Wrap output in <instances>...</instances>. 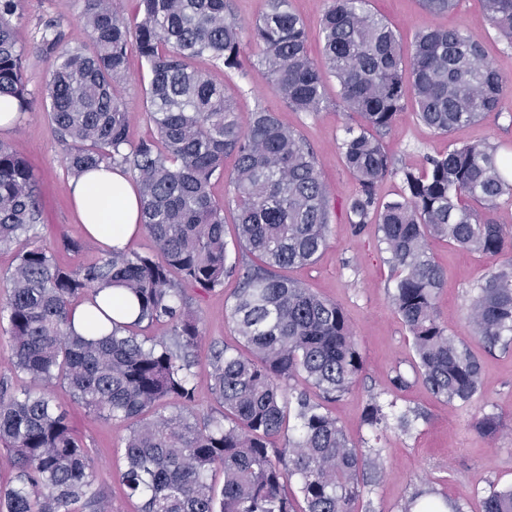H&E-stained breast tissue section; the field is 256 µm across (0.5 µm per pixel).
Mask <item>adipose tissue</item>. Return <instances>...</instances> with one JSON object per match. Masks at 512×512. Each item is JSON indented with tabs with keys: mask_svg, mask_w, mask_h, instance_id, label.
Returning <instances> with one entry per match:
<instances>
[{
	"mask_svg": "<svg viewBox=\"0 0 512 512\" xmlns=\"http://www.w3.org/2000/svg\"><path fill=\"white\" fill-rule=\"evenodd\" d=\"M74 205L85 233L102 247H123L137 232L134 186L119 167L106 164L73 181Z\"/></svg>",
	"mask_w": 512,
	"mask_h": 512,
	"instance_id": "obj_1",
	"label": "adipose tissue"
}]
</instances>
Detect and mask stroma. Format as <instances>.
<instances>
[{
  "label": "stroma",
  "mask_w": 512,
  "mask_h": 512,
  "mask_svg": "<svg viewBox=\"0 0 512 512\" xmlns=\"http://www.w3.org/2000/svg\"><path fill=\"white\" fill-rule=\"evenodd\" d=\"M233 8L243 27L242 69L228 77L223 68L205 59L196 60V67L226 85L236 99L241 124H248L253 111L262 107L275 112L289 129L301 133L321 164L329 190L328 245L312 265L289 272L290 277L345 311L365 361L353 389L330 403L329 409L355 443L373 437L362 423L363 409L371 397L386 403L392 418L409 409L421 413L410 433L392 428L385 432L380 441L384 471L369 478L357 510L400 512L404 502L427 485L435 489L437 499L458 502L463 512H482V500L491 488L512 485V348L489 350L473 342L465 306L475 285L497 269L498 263L443 239L430 241L434 260L446 273V285L437 298L439 317L450 335L471 344L482 364V386L475 401L468 406L448 404L430 393L416 371L411 338L392 303L393 272L376 225L357 230L347 221V204L357 183L343 162L340 146L354 118L337 107L336 84L327 87L323 111L307 114L288 108L274 90L267 71L259 65L260 48L251 37L255 21L265 10L264 0H233ZM370 8L392 24L406 46L426 25L471 31L482 38L487 59L511 81L498 112L448 135L423 126L412 106H405L383 138L387 153L396 161L422 170L427 158L446 154L450 145L486 140L498 145L501 156L512 160V45L489 28L481 0H460L455 10L436 15L425 10L422 0H370ZM83 12L84 0H25L24 14L16 23V38L31 49L36 24L52 19L60 24L70 43H84L87 33ZM128 69L129 77L120 93L129 109L132 137L139 141L153 133L144 94L149 73L135 52L129 56ZM0 138L27 160L40 179L46 220L43 232L57 244L58 263L77 269L97 257L99 245L85 238L77 220L73 178L66 172L62 147L42 101H35L32 112L0 133ZM67 239L79 241L80 249L64 247ZM237 287L238 281L232 276L225 279L222 288L195 294L190 302L204 331L193 356L197 405L203 411L216 405L210 389L213 354L236 341L229 308ZM398 376L403 377V386H394ZM52 394L67 409L75 436L102 465L100 481L110 512H136V501L123 496L119 489L124 464L113 453L126 433L124 423L90 414L74 400L66 384H56ZM486 415L497 422V431L491 436L476 428L477 421Z\"/></svg>",
  "instance_id": "35a3bbf8"
}]
</instances>
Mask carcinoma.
Here are the masks:
<instances>
[{
    "label": "carcinoma",
    "mask_w": 512,
    "mask_h": 512,
    "mask_svg": "<svg viewBox=\"0 0 512 512\" xmlns=\"http://www.w3.org/2000/svg\"><path fill=\"white\" fill-rule=\"evenodd\" d=\"M368 2L333 0L320 22L319 62L288 0H266L252 37L289 108L322 111L333 78L339 107L357 116L341 144L357 181L348 223L377 225L418 373L434 396L466 406L479 392L481 364L440 321L444 278L429 239L508 256L476 288L467 318L478 343L512 346V230L478 210L512 198L507 163L498 146L479 141L454 146L418 171L398 165L381 138L407 104L440 134L478 122L498 110L507 79L487 61L481 38L465 29L423 26L404 55ZM483 2L490 28L512 44V0ZM23 3L0 0V98L20 115L33 104L28 49L14 26ZM84 21L88 43L77 46L51 20L36 28L34 48L53 62L42 97L69 174L102 163L132 172L142 232L155 252L114 247L78 271L59 266L52 244L36 241L44 223L37 177L0 140V249H17L0 319L7 320L11 365L33 383L18 390L0 382V445L15 468L13 483L0 487V512L104 510L98 463L48 392L55 381L95 416L127 423L114 453L124 459L121 483L127 497L141 500L140 512H356L363 475L383 468L382 448L351 442L327 403L352 389L363 357L343 310L283 274L313 264L327 246L320 163L300 133L264 108L241 126L224 84L192 66L206 56L217 67L242 68V28L230 0H138L131 18L114 13L110 0H85ZM133 50L150 72L145 96L154 128L137 143L118 93ZM229 154L236 165L224 202L211 187ZM390 174L401 175L403 193L383 201L377 190ZM226 203L239 249L258 263L228 261ZM231 274L240 282L230 306L238 343L214 355L219 409L201 413L191 355L203 329L187 290L221 288ZM113 286L134 298L135 320L111 318L112 330L101 336L77 333L76 305L95 303ZM159 323L169 326L170 341L140 336ZM300 377L314 393L290 395ZM289 418L293 434L279 447ZM363 421L377 433L388 428L377 398ZM483 512H512V487L492 489Z\"/></svg>",
    "instance_id": "carcinoma-1"
}]
</instances>
